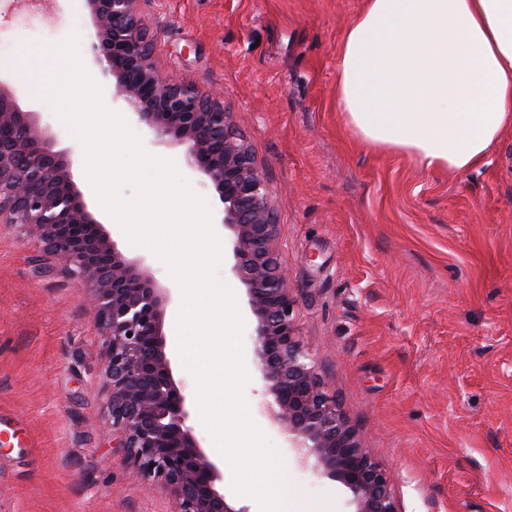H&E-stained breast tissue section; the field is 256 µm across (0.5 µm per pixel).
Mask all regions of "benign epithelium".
<instances>
[{"mask_svg": "<svg viewBox=\"0 0 512 512\" xmlns=\"http://www.w3.org/2000/svg\"><path fill=\"white\" fill-rule=\"evenodd\" d=\"M93 18V61L112 97L145 124L159 145L184 149L223 204L221 225L232 232V271L245 285L255 319L254 360L266 410L288 440L296 463L314 461L324 477L350 493L353 512H401L389 475L364 448L318 367L293 317L288 276L275 250L277 228L262 170L213 94L166 74L138 15V0H85ZM35 112L21 108L0 80V223L29 230L61 269L91 288L104 336V374L111 392L115 447L158 477L177 512H248L235 508L224 475L187 425L190 411L166 352L170 289L127 259L88 210L72 178L67 152Z\"/></svg>", "mask_w": 512, "mask_h": 512, "instance_id": "obj_1", "label": "benign epithelium"}]
</instances>
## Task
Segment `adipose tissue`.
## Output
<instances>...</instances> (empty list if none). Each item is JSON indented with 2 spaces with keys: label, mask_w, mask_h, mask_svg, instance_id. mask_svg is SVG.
<instances>
[{
  "label": "adipose tissue",
  "mask_w": 512,
  "mask_h": 512,
  "mask_svg": "<svg viewBox=\"0 0 512 512\" xmlns=\"http://www.w3.org/2000/svg\"><path fill=\"white\" fill-rule=\"evenodd\" d=\"M337 89L368 147L472 170L512 131V0H366Z\"/></svg>",
  "instance_id": "adipose-tissue-1"
}]
</instances>
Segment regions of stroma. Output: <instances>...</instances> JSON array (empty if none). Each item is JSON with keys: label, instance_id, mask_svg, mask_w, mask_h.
I'll return each mask as SVG.
<instances>
[{"label": "stroma", "instance_id": "35a3bbf8", "mask_svg": "<svg viewBox=\"0 0 512 512\" xmlns=\"http://www.w3.org/2000/svg\"><path fill=\"white\" fill-rule=\"evenodd\" d=\"M365 0H140L164 71L217 92L261 166L277 215L299 336L326 391L384 467L403 512H512V134L482 165L453 174L401 152L365 146L337 102L342 39ZM93 21L82 0H0V60L42 77L33 48ZM71 152L81 143L51 105L14 82ZM145 149L175 161L213 220L222 205L178 146ZM108 229L126 257L144 258L172 293L165 318L173 375L188 400L196 385L179 358L181 292L166 266ZM219 278L245 320L244 389L254 421L304 501L351 512L337 482L294 463L259 412L255 321L232 273V237L220 235ZM82 279L16 224L0 223V512H174L160 480L137 476L112 445L102 337Z\"/></svg>", "mask_w": 512, "mask_h": 512}]
</instances>
